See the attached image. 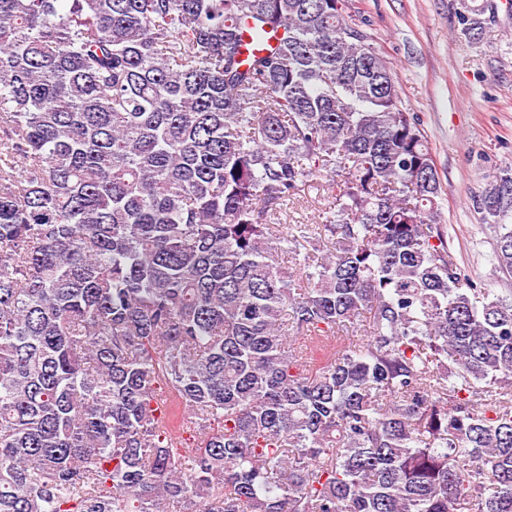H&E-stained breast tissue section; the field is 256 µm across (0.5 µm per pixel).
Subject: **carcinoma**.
Instances as JSON below:
<instances>
[{"label": "carcinoma", "mask_w": 512, "mask_h": 512, "mask_svg": "<svg viewBox=\"0 0 512 512\" xmlns=\"http://www.w3.org/2000/svg\"><path fill=\"white\" fill-rule=\"evenodd\" d=\"M445 194L341 0H0V512H512ZM478 205L511 275L512 172ZM322 182L324 183L322 179L314 180L309 183V187H305L302 207L291 204L287 206V224H316L324 219L331 199L328 198L327 191L322 189Z\"/></svg>", "instance_id": "cac0c4a2"}]
</instances>
